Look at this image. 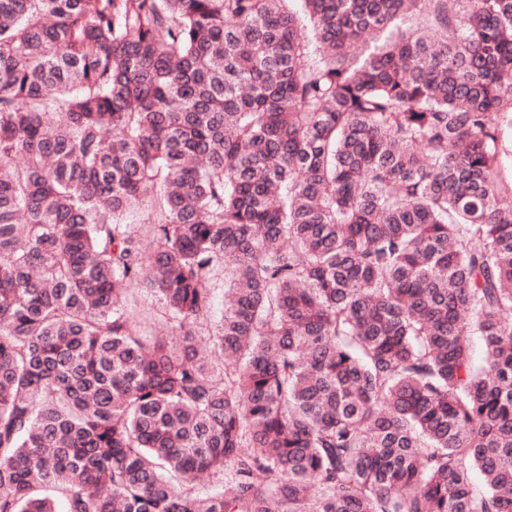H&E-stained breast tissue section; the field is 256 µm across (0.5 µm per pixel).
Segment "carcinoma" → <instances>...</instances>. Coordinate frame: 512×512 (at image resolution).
I'll return each mask as SVG.
<instances>
[{"label": "carcinoma", "instance_id": "obj_1", "mask_svg": "<svg viewBox=\"0 0 512 512\" xmlns=\"http://www.w3.org/2000/svg\"><path fill=\"white\" fill-rule=\"evenodd\" d=\"M294 2L0 0V512H512V0ZM160 306V303L158 302L157 298L151 293L149 290H146L143 288L139 291V293L136 295L135 300V310L139 312L142 316H147L150 318L151 316H155V321H150L152 327H154L157 330H161V333H165L167 336H170L171 343L178 344L179 338L177 337L175 332L169 331L167 333L165 330L162 329L161 320L159 316L157 315V310ZM155 323V324H154Z\"/></svg>", "mask_w": 512, "mask_h": 512}]
</instances>
